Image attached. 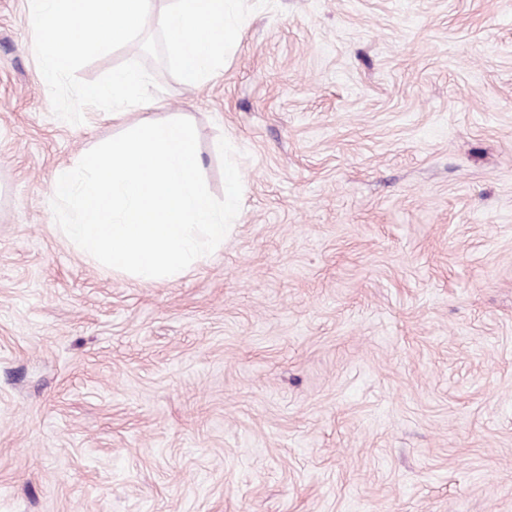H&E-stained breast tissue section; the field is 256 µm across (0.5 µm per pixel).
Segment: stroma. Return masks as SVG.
<instances>
[{"label":"stroma","instance_id":"1","mask_svg":"<svg viewBox=\"0 0 512 512\" xmlns=\"http://www.w3.org/2000/svg\"><path fill=\"white\" fill-rule=\"evenodd\" d=\"M52 113L0 0V512H512V0H275L189 87ZM241 209L173 281L64 238L57 170L144 119Z\"/></svg>","mask_w":512,"mask_h":512}]
</instances>
